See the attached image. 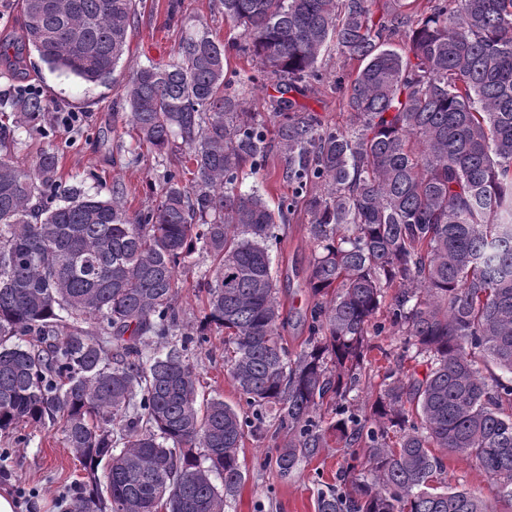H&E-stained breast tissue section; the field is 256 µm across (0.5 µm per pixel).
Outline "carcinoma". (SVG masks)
<instances>
[{"mask_svg": "<svg viewBox=\"0 0 512 512\" xmlns=\"http://www.w3.org/2000/svg\"><path fill=\"white\" fill-rule=\"evenodd\" d=\"M241 50L274 78L270 119L294 195L311 214L309 279L321 298L289 353L267 246L275 212L244 168L266 165L265 120L225 81L224 43L199 18L166 64L126 78L137 144L174 161L147 208L124 191L61 189L57 153L33 167L15 131L49 106L20 90L0 106V431L60 424L85 479L69 512H224L244 480L246 439L271 434L286 479L331 445L363 449L318 512H492L453 487L433 452L465 457L512 498V0H220ZM136 0H21L0 62L110 87ZM335 45L358 62L322 77ZM341 93L334 127L294 94ZM212 258L199 335L224 332V366L246 408L199 392L176 307V271ZM89 324L92 330L82 327ZM402 354L375 399L359 384L386 327ZM154 346L150 356L143 348ZM422 358L419 378L406 360ZM329 405L335 418L318 416ZM273 416L274 431L264 418ZM106 464L104 476L99 466ZM220 478L222 484L215 483Z\"/></svg>", "mask_w": 512, "mask_h": 512, "instance_id": "cac0c4a2", "label": "carcinoma"}]
</instances>
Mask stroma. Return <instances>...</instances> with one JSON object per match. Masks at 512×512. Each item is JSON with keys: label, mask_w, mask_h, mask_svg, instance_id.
Here are the masks:
<instances>
[{"label": "stroma", "mask_w": 512, "mask_h": 512, "mask_svg": "<svg viewBox=\"0 0 512 512\" xmlns=\"http://www.w3.org/2000/svg\"><path fill=\"white\" fill-rule=\"evenodd\" d=\"M167 0H138L131 27L129 49L117 71L111 88L85 86L50 71L38 55L23 76L0 66V94L8 95L20 86L35 89L57 112L79 116L73 130L58 124L38 131H18L17 157L32 165L43 150L56 149L60 156L63 185L85 189L99 187L111 191L121 184L130 211L151 203L149 186L159 183L165 168L148 157L138 166H129L134 140L127 133L123 113L118 106L123 89L121 77L132 70L171 58L180 37V22L169 20ZM203 18L214 35L229 45L225 75L231 87H238L241 75L251 70V59L232 48L240 30L226 23L219 0H183L182 20ZM245 186L259 185L270 208H277L292 195V186L283 176L278 155H270L263 173L247 175ZM311 220L304 205L293 207L286 222L277 230V240L270 245L276 270V286L288 321L282 335L290 350H300L308 336L309 312L316 299L309 288L314 246L308 237ZM210 260L195 254L188 267L177 273V307L188 325H196L204 316V305L196 283L207 275ZM187 355L199 375V389L236 405L240 396L224 368V335L209 332L204 343H189ZM275 447L267 438H248L240 453L244 481L236 496L227 498L224 512H318V494L335 484L341 466L350 460L346 448H324L303 461L295 475L281 480L269 457ZM448 483H461L477 491L495 512H512V499L503 497L495 480L487 477L474 463L457 455L444 458ZM84 471L74 453L65 445L58 426H19L0 434V489H9L17 500L19 512H64L59 505L62 493L81 481Z\"/></svg>", "instance_id": "35a3bbf8"}]
</instances>
